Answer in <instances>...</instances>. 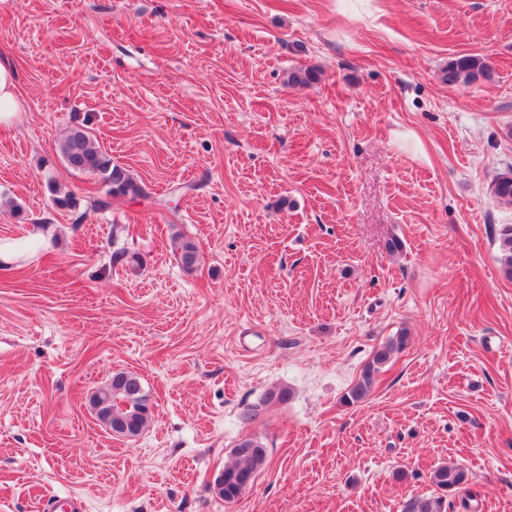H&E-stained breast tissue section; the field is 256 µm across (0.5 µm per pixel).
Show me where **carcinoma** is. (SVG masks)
Listing matches in <instances>:
<instances>
[{
	"label": "carcinoma",
	"instance_id": "1",
	"mask_svg": "<svg viewBox=\"0 0 512 512\" xmlns=\"http://www.w3.org/2000/svg\"><path fill=\"white\" fill-rule=\"evenodd\" d=\"M443 78L449 83L471 84L476 81L494 79V69L487 59L477 54L461 55L448 64ZM57 150L64 164L75 172L88 174L103 184L104 196L94 199L91 207L106 208L114 197L131 199L148 196L145 186L135 180L128 171L113 162L112 155L94 138L85 123H77L69 128L59 141ZM49 190L56 207L75 210L79 208L77 197L70 191H63L51 184ZM493 194L501 201L512 204V172L501 173L493 182ZM501 262L505 273L512 277V225L501 228L499 237ZM173 250L181 265L191 271L199 260L200 248L197 242L182 235L175 238ZM406 336L391 338L373 352L371 361L365 366L360 380L350 390L345 400L349 404L363 400L371 390L375 375L393 354L402 350ZM290 392L286 388L275 387L268 390L259 403L247 408L244 414L251 421H258L265 410L288 401ZM147 393L139 376L131 372H118L104 389H97L90 403L99 406L98 418L108 426L119 420L127 422L125 436L134 438L141 435L152 420L151 411L145 406ZM233 461L224 466V486L219 495L226 502L238 498L239 482L255 479L258 472L267 464V450L255 437L241 440L233 448ZM465 472L456 465H439L430 475V481L442 491L452 490L465 481ZM441 498L423 495L409 500L404 512H441Z\"/></svg>",
	"mask_w": 512,
	"mask_h": 512
}]
</instances>
